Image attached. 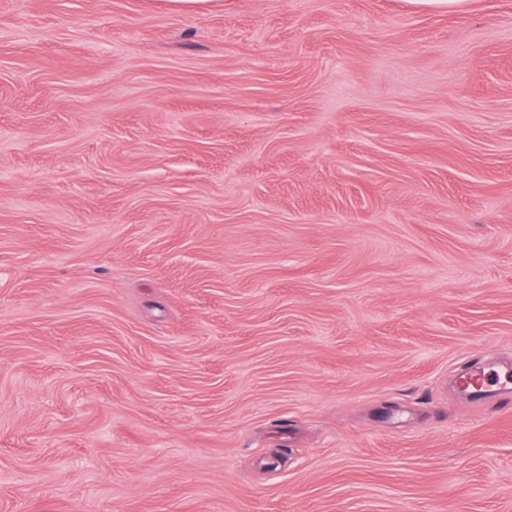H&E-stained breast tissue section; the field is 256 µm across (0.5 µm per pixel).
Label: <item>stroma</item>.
<instances>
[{
	"mask_svg": "<svg viewBox=\"0 0 512 512\" xmlns=\"http://www.w3.org/2000/svg\"><path fill=\"white\" fill-rule=\"evenodd\" d=\"M512 0H0V512H512Z\"/></svg>",
	"mask_w": 512,
	"mask_h": 512,
	"instance_id": "1",
	"label": "stroma"
}]
</instances>
